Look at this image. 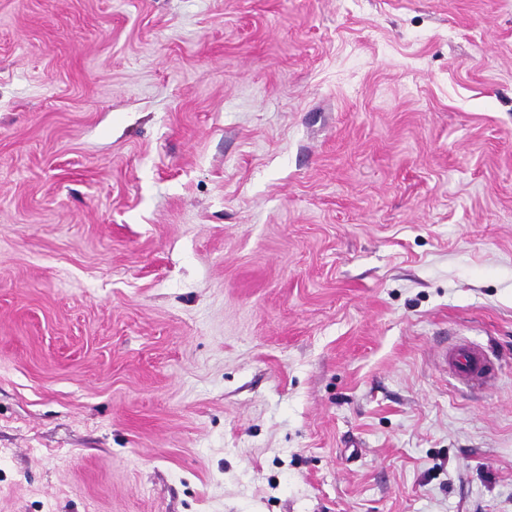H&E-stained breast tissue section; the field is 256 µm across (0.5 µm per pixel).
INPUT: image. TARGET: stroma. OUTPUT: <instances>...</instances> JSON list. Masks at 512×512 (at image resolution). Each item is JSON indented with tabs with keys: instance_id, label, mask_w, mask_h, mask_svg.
Returning a JSON list of instances; mask_svg holds the SVG:
<instances>
[{
	"instance_id": "1",
	"label": "stroma",
	"mask_w": 512,
	"mask_h": 512,
	"mask_svg": "<svg viewBox=\"0 0 512 512\" xmlns=\"http://www.w3.org/2000/svg\"><path fill=\"white\" fill-rule=\"evenodd\" d=\"M0 512H512V0H0ZM445 360L456 379L469 387L486 383L492 375L493 367L486 352L468 342L447 352Z\"/></svg>"
}]
</instances>
